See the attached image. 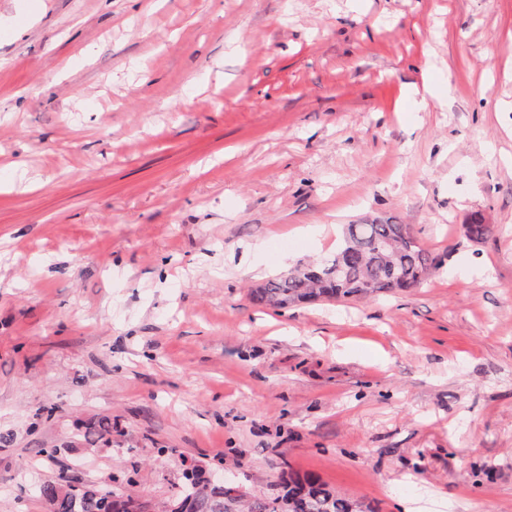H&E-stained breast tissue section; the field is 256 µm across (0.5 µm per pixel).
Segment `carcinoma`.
Masks as SVG:
<instances>
[{
    "label": "carcinoma",
    "instance_id": "obj_1",
    "mask_svg": "<svg viewBox=\"0 0 512 512\" xmlns=\"http://www.w3.org/2000/svg\"><path fill=\"white\" fill-rule=\"evenodd\" d=\"M441 259L416 243L406 224H348L336 250L317 263H299L251 290L259 306L283 310L318 300L344 301L392 294L419 287ZM77 438L87 448L112 446V418L102 416L80 427ZM125 474L102 485L62 476L45 482L35 493L46 512H136L130 498L119 491ZM203 472L189 465L175 496L191 499L190 512H366L362 502L342 495L312 475L288 476L278 483L276 495L264 492L231 495L229 487L217 492L206 487Z\"/></svg>",
    "mask_w": 512,
    "mask_h": 512
}]
</instances>
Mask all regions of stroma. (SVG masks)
<instances>
[{
  "instance_id": "stroma-1",
  "label": "stroma",
  "mask_w": 512,
  "mask_h": 512,
  "mask_svg": "<svg viewBox=\"0 0 512 512\" xmlns=\"http://www.w3.org/2000/svg\"><path fill=\"white\" fill-rule=\"evenodd\" d=\"M511 44L512 0H0V512L186 461L512 512ZM374 220L419 288L249 300ZM76 437L83 441L86 448H94L99 443L112 445V419L108 416L95 418L82 424Z\"/></svg>"
}]
</instances>
